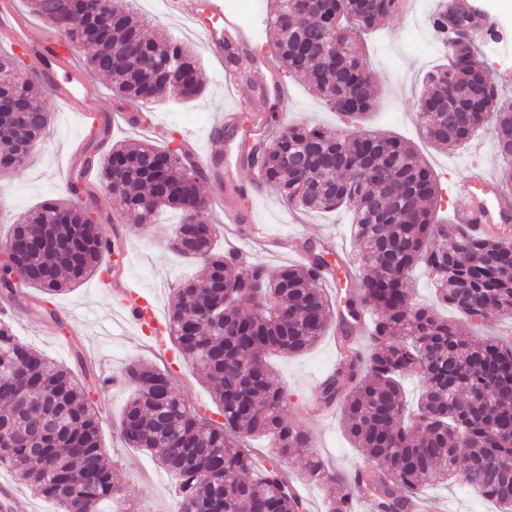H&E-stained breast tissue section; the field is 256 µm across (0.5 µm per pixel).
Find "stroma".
<instances>
[{
  "label": "stroma",
  "mask_w": 512,
  "mask_h": 512,
  "mask_svg": "<svg viewBox=\"0 0 512 512\" xmlns=\"http://www.w3.org/2000/svg\"><path fill=\"white\" fill-rule=\"evenodd\" d=\"M418 2L407 0V12L387 17L378 30L364 40V58L381 89L382 100L363 124L379 134L403 138L418 149L442 187L440 215L452 224L456 221V186L476 172L498 175L500 161L487 130L480 132L468 146L454 152L446 153L430 145L423 134L418 104L429 66H422L415 55L383 59V46L407 41L413 23L411 11ZM242 3L239 15L253 32V40L246 50L265 68L267 59L273 56L265 36L269 0H242ZM131 5L145 31L165 32L186 44L197 55L206 77L205 91L195 101L177 103L167 97L143 106L144 116L150 117L158 129L174 130L181 139L194 136L203 143L214 115L237 108L241 101L259 99L268 113L276 115L279 123L301 122L346 134L353 132L350 119L331 111L309 93L303 77L279 66L270 71L265 68L263 77L271 92L264 99L243 78H236L234 85H226L223 64L186 21L165 8L147 10L142 0H131ZM478 5L501 34L500 42L482 54L486 70L503 98L511 99L512 10L503 8L500 0H478ZM92 82L101 96V108L112 115V141L148 139V132L128 125L125 120L126 114L133 111V104L113 96L104 77H93ZM282 89L289 91V103H282L278 95ZM42 105L51 114L46 141L16 173L0 178V238L6 235L20 213L46 201L65 198L67 175L75 166L72 154L87 139L88 128L78 114L63 110L47 94L42 97ZM251 180L252 172L245 166L236 171L234 182H227L218 170L201 182V191L210 203L209 217L216 226L219 245L236 244L253 261L271 268L298 262L297 257L291 255L271 254L263 241L239 238L236 225L225 223V204L237 201L235 188L242 185L253 204L257 221L268 225L272 233L299 232L316 243L334 237L347 256H354L358 245L348 232L352 217L349 209L306 211L289 205L268 187L252 186ZM134 222V217L128 214L115 216L110 206H103L101 210L102 229L112 240L113 260L123 261L127 277L140 289L154 295L161 311H168L175 288L182 280L192 277L196 268L174 257L166 241L154 232H132L130 226ZM39 296V290L31 288L18 302V313L11 319L17 336L60 365H72L78 354L93 355L92 367L106 382L90 386L89 392L99 409L104 444L116 465L117 480L125 500L139 505L144 512H178L170 474L159 466L151 452L128 447L120 435V416L129 391L116 382L115 377L129 364L138 362L161 370L170 369L177 377L180 394L209 416L216 413L211 383L202 373L175 362L172 352L159 350L149 336L125 324L120 316V305L100 288L98 276H90L56 295L52 312H45ZM335 362L336 331L332 328L304 354H281L271 358L273 380L283 385L289 395L288 420L305 426L312 435L311 448L294 451L284 461L288 474L304 476V464L312 452L343 474L350 473L360 460L358 450L343 431L339 412L314 418L301 410L303 404L314 398L320 382L329 375ZM423 494L443 512H496L493 503L465 493L456 484L432 485L425 488Z\"/></svg>",
  "instance_id": "1"
}]
</instances>
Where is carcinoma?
Instances as JSON below:
<instances>
[{
  "instance_id": "carcinoma-1",
  "label": "carcinoma",
  "mask_w": 512,
  "mask_h": 512,
  "mask_svg": "<svg viewBox=\"0 0 512 512\" xmlns=\"http://www.w3.org/2000/svg\"><path fill=\"white\" fill-rule=\"evenodd\" d=\"M269 37L277 60L302 73L331 109L363 118L381 91L366 69L361 38L396 11L395 0H272ZM32 13L64 34L69 45L89 49L82 60L105 77L125 101L144 104L166 96L201 97L202 70L177 39L143 30L128 0H27ZM109 24L76 23L94 9ZM478 24L468 0H439L435 33L448 24ZM452 62L425 79L421 114L426 139L453 150L492 123L502 166L499 182L512 188V100L487 76L475 45L445 47ZM16 55L0 58V95L15 94L28 109L24 120L0 112V173L15 172L45 138L51 113L39 103L42 89L15 77ZM161 145L114 144L88 154L109 200L152 227L156 212L180 211L167 238L170 252L200 264V277L175 291L167 336L179 357L203 370L214 384L223 422L181 397L167 371L133 364L124 375L132 387L121 436L131 448L158 452L177 479L181 512H303L306 502L288 487L282 460L311 446L308 430L286 422L285 388L270 377L272 353L299 354L324 335L336 313L316 268L324 255L311 250L309 264L268 268L244 264L214 243L207 231V203L200 174L181 161L168 137ZM263 182L290 205L334 211L353 208L351 233L363 269L358 292L346 298L350 316H372L369 346L354 347L342 375L319 387L317 401L338 407L344 430L363 463L357 483L370 493L371 512H408L422 489L463 479L477 494L512 512V343L461 339L454 322L428 305L411 304L412 276L420 268L433 282L437 301L467 319L512 318V241L474 236L463 224H439L440 186L417 149L393 136L288 124L248 149ZM69 198L50 201L11 225L18 276H0V292L37 288L45 302L68 286L105 271L112 248L91 209L88 189L70 181ZM199 223H191L192 216ZM180 235L197 237L195 252L182 251ZM249 303L253 312L245 314ZM421 390L409 423L404 381ZM270 439L278 458L246 476L252 465L243 438ZM99 411L78 375L21 341L0 319V467L60 512H112L124 501L105 458ZM310 479L322 485L326 512H352L356 486L327 469L315 455Z\"/></svg>"
}]
</instances>
